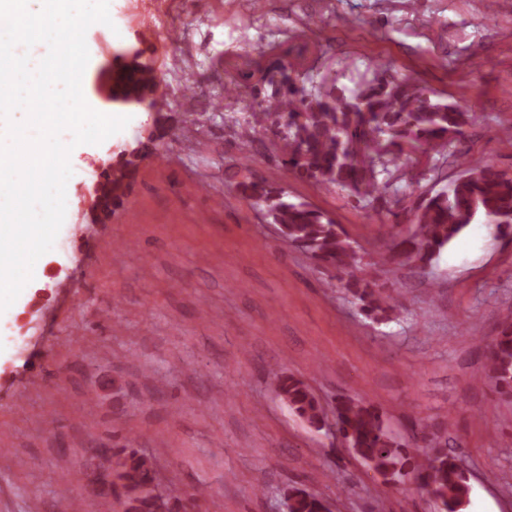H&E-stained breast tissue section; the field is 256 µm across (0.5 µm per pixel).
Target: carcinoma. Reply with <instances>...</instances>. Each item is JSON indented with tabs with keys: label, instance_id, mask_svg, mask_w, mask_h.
<instances>
[{
	"label": "carcinoma",
	"instance_id": "1",
	"mask_svg": "<svg viewBox=\"0 0 512 512\" xmlns=\"http://www.w3.org/2000/svg\"><path fill=\"white\" fill-rule=\"evenodd\" d=\"M145 69L147 65L136 58L116 62L112 100L158 105L167 96L166 84L157 74L149 81L139 79ZM307 83V72L276 58L257 84L236 83L234 88L237 97L248 100L254 127L277 136L274 146L289 170L316 186L340 187L372 208L395 192L390 174L401 156L424 146L445 150L478 120L468 103L435 98L407 77L376 75L352 89L325 77L311 88ZM457 163L460 173L449 187L419 195L410 212V227L392 236L390 260L430 265L470 224L512 227V174L479 159L459 158ZM237 191L265 212L283 242L345 272L344 288L367 316L388 319L390 305L380 298L376 285L355 275L361 256L340 225L306 202L288 200L284 189L264 181H242ZM482 378L512 401V313L500 321L487 344ZM275 392L299 418L316 429L323 427L322 404L301 380L278 375ZM336 424L348 447L386 481L401 483L406 477L433 499L438 512H463L471 487L460 462L448 454L447 426L423 430L427 451L419 460L404 451L380 411L359 399L336 402ZM84 467L109 472V490L119 493L126 512L187 508L177 497L158 505L154 464L132 448H115L108 458L88 456ZM324 510L321 495L289 489L288 512Z\"/></svg>",
	"mask_w": 512,
	"mask_h": 512
}]
</instances>
